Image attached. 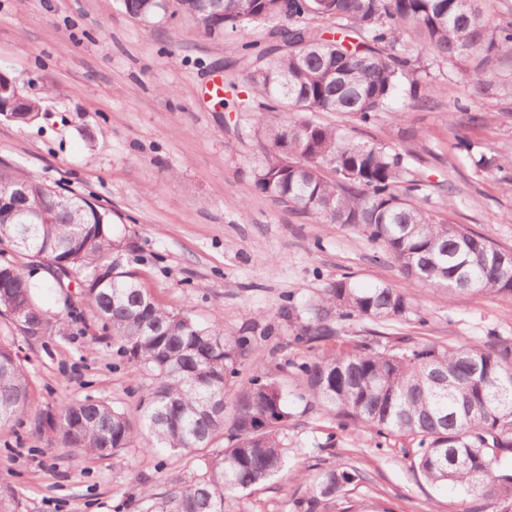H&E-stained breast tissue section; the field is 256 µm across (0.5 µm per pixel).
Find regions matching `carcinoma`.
Segmentation results:
<instances>
[{
    "instance_id": "obj_1",
    "label": "carcinoma",
    "mask_w": 512,
    "mask_h": 512,
    "mask_svg": "<svg viewBox=\"0 0 512 512\" xmlns=\"http://www.w3.org/2000/svg\"><path fill=\"white\" fill-rule=\"evenodd\" d=\"M131 17L149 22L164 0H122ZM482 0H182L185 13L209 34L241 31L268 22L269 47L244 44V67L263 96L252 111L261 127L263 162L257 190L311 220L360 226L382 244L408 286L460 294L512 298V267L501 249L431 214L415 203L426 184L406 178L407 155L338 128L318 123L312 112H348L369 124L382 112L396 121L397 106L424 108L436 88L421 54L454 65L466 63L479 89L501 80L500 59L512 53V10L487 15ZM336 21L342 37L328 41L315 19ZM413 32L417 45L406 41ZM42 100L23 96L0 72V115L33 120ZM274 112L285 117L269 120ZM0 235L18 232L20 268L0 258L4 287L0 312L17 302L31 306L29 321L14 324L55 331L56 315L36 300L33 280L41 262H64L79 274L76 288L102 322L103 338L151 383L139 398L146 445L180 457L196 455L217 438L224 452L172 492L175 512H224V500L283 471L279 434L288 419L284 397L267 373L237 391L224 419V392L239 366L269 336L239 335L217 320L202 326L188 313L161 307L139 279L150 258L112 232V211L83 197L65 195L32 173L0 171ZM50 221L28 223L32 212ZM415 299L399 288H357L344 275L324 290L321 303L299 329L297 341L329 343L307 361H285L298 371L304 394L343 425L415 444L412 462L435 486L456 484L484 497L512 495V343L489 336L481 349L442 347L401 338L392 345L357 343L330 323L386 322L415 311ZM29 419L33 434L77 453L106 457L137 439L124 412L95 399L81 408L63 401L31 414L28 378L12 347L0 344V430ZM364 479L355 468L322 471L308 480L297 512H318Z\"/></svg>"
}]
</instances>
